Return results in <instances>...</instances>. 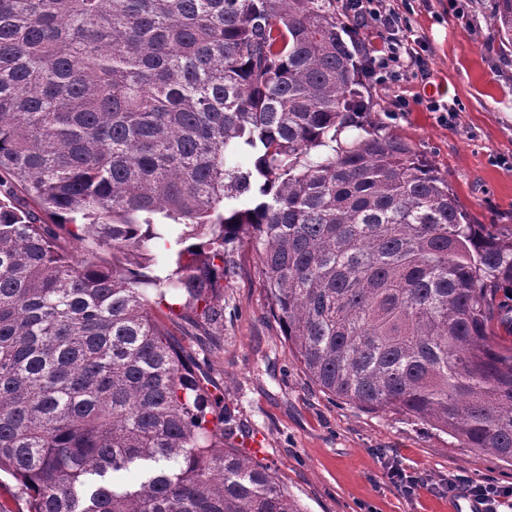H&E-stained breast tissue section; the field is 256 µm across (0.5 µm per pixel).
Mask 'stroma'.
Here are the masks:
<instances>
[{
    "instance_id": "1",
    "label": "stroma",
    "mask_w": 512,
    "mask_h": 512,
    "mask_svg": "<svg viewBox=\"0 0 512 512\" xmlns=\"http://www.w3.org/2000/svg\"><path fill=\"white\" fill-rule=\"evenodd\" d=\"M406 16L421 64L395 86L367 79L371 120L447 174L476 224L512 225V54L498 50L495 0H384ZM453 105V116L429 102ZM224 326L214 335L166 320L239 424L237 441L263 439L261 462L307 512H435L453 475L512 486V468L399 412L358 408L321 392L290 358L269 311L256 247L241 235L227 254ZM414 470L424 486L410 499L385 465Z\"/></svg>"
}]
</instances>
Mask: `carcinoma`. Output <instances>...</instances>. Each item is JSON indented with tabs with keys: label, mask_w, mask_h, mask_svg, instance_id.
Wrapping results in <instances>:
<instances>
[{
	"label": "carcinoma",
	"mask_w": 512,
	"mask_h": 512,
	"mask_svg": "<svg viewBox=\"0 0 512 512\" xmlns=\"http://www.w3.org/2000/svg\"><path fill=\"white\" fill-rule=\"evenodd\" d=\"M363 72L336 0H0V472L31 512H304L157 314L224 324L246 230L320 391L512 464V226L363 121Z\"/></svg>",
	"instance_id": "carcinoma-1"
}]
</instances>
